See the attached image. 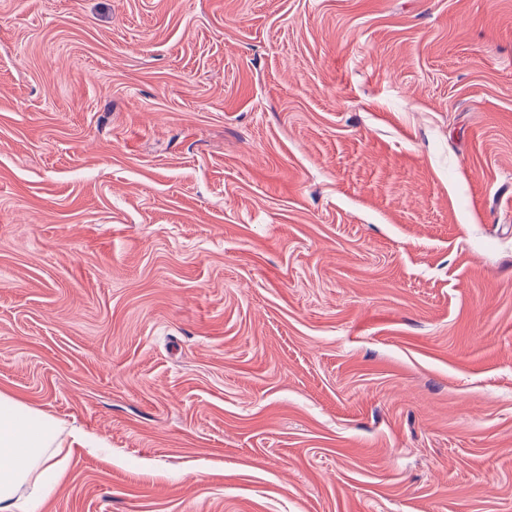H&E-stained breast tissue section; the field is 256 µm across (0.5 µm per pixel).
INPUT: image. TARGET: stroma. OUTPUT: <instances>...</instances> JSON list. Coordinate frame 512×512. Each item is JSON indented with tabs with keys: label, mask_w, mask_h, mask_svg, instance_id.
<instances>
[{
	"label": "stroma",
	"mask_w": 512,
	"mask_h": 512,
	"mask_svg": "<svg viewBox=\"0 0 512 512\" xmlns=\"http://www.w3.org/2000/svg\"><path fill=\"white\" fill-rule=\"evenodd\" d=\"M0 391L40 512H512V0H0ZM21 408L14 396L0 391L1 512H38L63 472L58 468L61 461L51 460L69 454L58 441L61 422L37 409ZM50 448H54L51 453ZM24 486L29 490L26 495L20 494Z\"/></svg>",
	"instance_id": "obj_1"
}]
</instances>
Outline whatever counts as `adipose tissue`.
I'll list each match as a JSON object with an SVG mask.
<instances>
[{
    "mask_svg": "<svg viewBox=\"0 0 512 512\" xmlns=\"http://www.w3.org/2000/svg\"><path fill=\"white\" fill-rule=\"evenodd\" d=\"M62 429L61 422L0 391V512H39L62 475L52 461L64 451Z\"/></svg>",
    "mask_w": 512,
    "mask_h": 512,
    "instance_id": "obj_1",
    "label": "adipose tissue"
}]
</instances>
